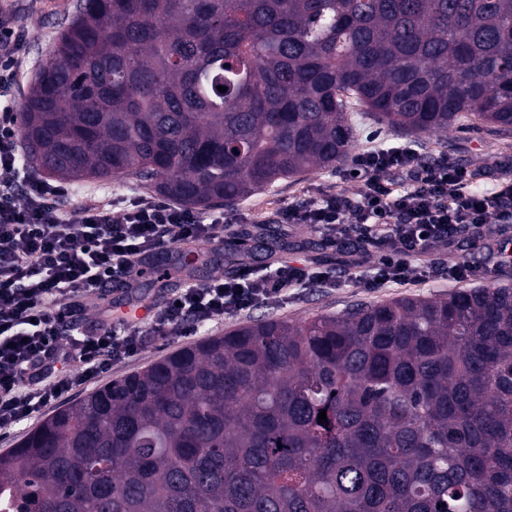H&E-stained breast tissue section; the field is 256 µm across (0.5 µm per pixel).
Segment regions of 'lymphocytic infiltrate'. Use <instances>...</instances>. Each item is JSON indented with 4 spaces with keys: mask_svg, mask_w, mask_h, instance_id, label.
<instances>
[{
    "mask_svg": "<svg viewBox=\"0 0 512 512\" xmlns=\"http://www.w3.org/2000/svg\"><path fill=\"white\" fill-rule=\"evenodd\" d=\"M23 56L15 16L1 11L0 168L9 172L19 161L11 115ZM353 166L356 192L328 191L288 205L278 220L325 229L330 248L342 236L358 251L375 250L378 260L371 275L359 276L360 287L429 278L414 258L464 234L487 238L498 261L512 263V237L493 234L512 224V179L498 176V163L489 166L497 178L485 191L474 189L466 167L422 160L409 147L361 152ZM61 193L35 174L19 184L0 183V431L100 381L158 340L191 335L221 314L287 299L294 288L336 284L330 272L306 264L265 275L245 265L232 276L176 289L147 319L108 306L84 320V295L105 297L130 285L150 260L176 245L223 239L225 218L142 198L119 210L93 200L63 211L56 205Z\"/></svg>",
    "mask_w": 512,
    "mask_h": 512,
    "instance_id": "f902f5d3",
    "label": "lymphocytic infiltrate"
}]
</instances>
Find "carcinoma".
Instances as JSON below:
<instances>
[{
  "mask_svg": "<svg viewBox=\"0 0 512 512\" xmlns=\"http://www.w3.org/2000/svg\"><path fill=\"white\" fill-rule=\"evenodd\" d=\"M365 116L512 132V0H78L19 130L46 175L202 210L344 163ZM8 502L512 512V287L260 318L180 349L1 454Z\"/></svg>",
  "mask_w": 512,
  "mask_h": 512,
  "instance_id": "obj_1",
  "label": "carcinoma"
}]
</instances>
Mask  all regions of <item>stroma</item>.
<instances>
[{"label": "stroma", "instance_id": "obj_1", "mask_svg": "<svg viewBox=\"0 0 512 512\" xmlns=\"http://www.w3.org/2000/svg\"><path fill=\"white\" fill-rule=\"evenodd\" d=\"M75 0H16L17 24L26 42L27 58L18 73L15 97H22L28 82L34 78L38 67L45 60L61 23L73 11ZM414 145L422 159L429 160L439 155L472 170L477 175L479 189L491 188L492 182L485 178L484 171L492 161L505 163V176L512 177V133L500 134L488 127L451 129L437 135L413 137L393 132L373 120H365L355 134L354 152H362L368 147L386 144ZM346 166H338L327 171H313L280 182L275 190L259 192L241 202L240 207L249 211L263 225L262 232L277 239L278 249L273 253L258 250L256 241H248L252 254L246 260L248 266L258 274L275 270L276 267L302 261L311 266L327 269L336 277V285L325 288L311 285L297 289L287 300L260 304L241 316L224 315L201 328L198 338L220 336L224 332L252 319L262 317H287L304 319L317 314H339L356 303H376L388 301L403 295L433 296L455 289V282L449 281L442 269L449 258L474 264L486 262L488 255L485 242L481 239L463 238L452 248H435L428 256L429 261L439 267V274L430 280L409 284H389L370 290L359 287L354 279L355 272L347 265L341 249L325 247L322 234L306 224H281L276 220L280 209L301 201L325 190H355V182L345 177ZM65 199L67 205L81 204L95 198L112 202L115 207H123L134 198L145 196V189L138 185L119 180L112 181H71ZM198 251L212 253L214 260L208 264H198L193 272H186L178 255L167 258L168 283L182 287L186 278L203 282L217 275H231L241 260L232 246L216 242H202Z\"/></svg>", "mask_w": 512, "mask_h": 512}]
</instances>
